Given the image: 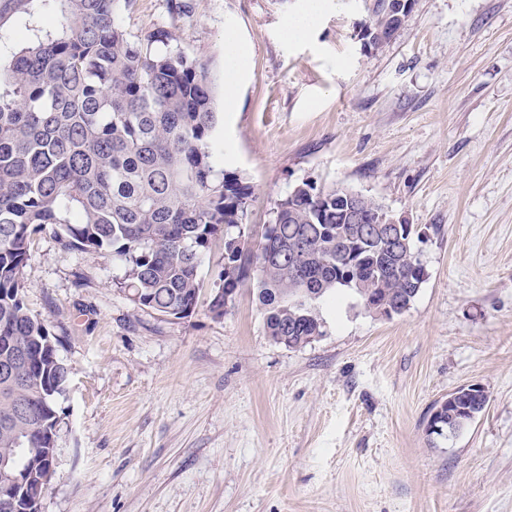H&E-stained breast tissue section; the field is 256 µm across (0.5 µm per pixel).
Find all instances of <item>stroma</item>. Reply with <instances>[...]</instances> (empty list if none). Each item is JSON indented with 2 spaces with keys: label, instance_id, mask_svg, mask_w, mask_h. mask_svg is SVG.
<instances>
[{
  "label": "stroma",
  "instance_id": "obj_1",
  "mask_svg": "<svg viewBox=\"0 0 512 512\" xmlns=\"http://www.w3.org/2000/svg\"><path fill=\"white\" fill-rule=\"evenodd\" d=\"M301 4L132 0L121 19L207 62L225 164L258 187L249 224L301 180L349 188L422 228L427 282L391 319L341 292L324 336L287 349L250 294L220 320L206 291L163 317L111 251L34 235L26 303L71 371L40 512H512V0H412L379 48L375 0H333L285 43ZM230 30L247 54L231 110ZM469 384L488 395L475 422L428 436ZM301 9L282 23V34L288 43L305 40L317 28L330 0H304Z\"/></svg>",
  "mask_w": 512,
  "mask_h": 512
}]
</instances>
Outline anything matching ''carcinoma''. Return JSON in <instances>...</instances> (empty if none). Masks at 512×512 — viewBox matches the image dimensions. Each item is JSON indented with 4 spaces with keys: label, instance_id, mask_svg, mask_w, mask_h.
I'll return each instance as SVG.
<instances>
[{
    "label": "carcinoma",
    "instance_id": "cac0c4a2",
    "mask_svg": "<svg viewBox=\"0 0 512 512\" xmlns=\"http://www.w3.org/2000/svg\"><path fill=\"white\" fill-rule=\"evenodd\" d=\"M131 0H0V456L30 440L14 467L55 474L56 399L70 379L46 321L25 303L33 235L51 229L65 245L112 250L122 288L137 305L186 318L204 288L199 270L223 252L209 303L249 290L266 336L288 349L324 335L317 303L356 295L368 313L407 311L426 282L412 224H377L379 204L343 189L295 184L271 228L252 234L257 186L220 167L219 113L206 62L170 47L156 29L131 37L119 11ZM28 36L10 45V23ZM447 435L468 429L484 401L460 387L437 403ZM36 482L0 486L20 512H39Z\"/></svg>",
    "mask_w": 512,
    "mask_h": 512
}]
</instances>
